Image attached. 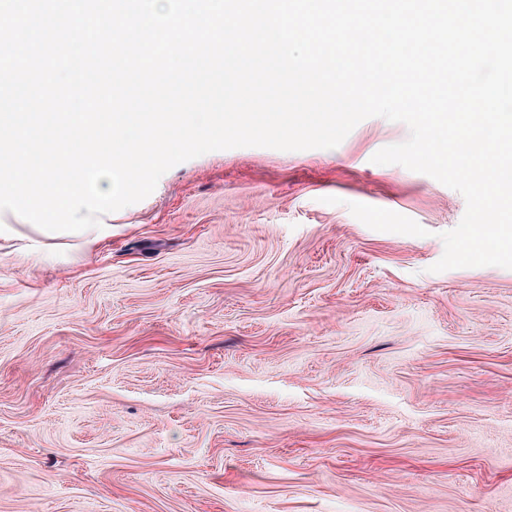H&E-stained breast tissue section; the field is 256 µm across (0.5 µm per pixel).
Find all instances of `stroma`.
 <instances>
[{
  "mask_svg": "<svg viewBox=\"0 0 512 512\" xmlns=\"http://www.w3.org/2000/svg\"><path fill=\"white\" fill-rule=\"evenodd\" d=\"M337 147L182 162L101 237L0 212V512H512V269Z\"/></svg>",
  "mask_w": 512,
  "mask_h": 512,
  "instance_id": "stroma-1",
  "label": "stroma"
}]
</instances>
